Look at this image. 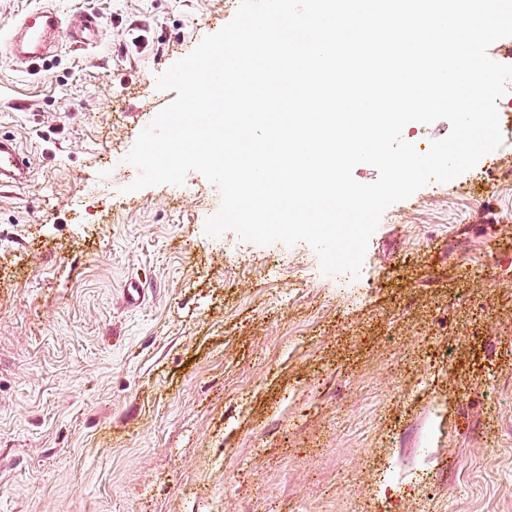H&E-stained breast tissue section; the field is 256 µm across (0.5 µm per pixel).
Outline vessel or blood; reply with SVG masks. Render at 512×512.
Here are the masks:
<instances>
[{"mask_svg":"<svg viewBox=\"0 0 512 512\" xmlns=\"http://www.w3.org/2000/svg\"><path fill=\"white\" fill-rule=\"evenodd\" d=\"M101 29L96 14L83 13L72 22L64 21L49 8H35L24 13L10 37L17 58L37 63L49 51L52 43L65 38L82 44L94 40ZM29 160L22 155L12 138L0 136V185L7 187L26 179Z\"/></svg>","mask_w":512,"mask_h":512,"instance_id":"b4317fda","label":"vessel or blood"}]
</instances>
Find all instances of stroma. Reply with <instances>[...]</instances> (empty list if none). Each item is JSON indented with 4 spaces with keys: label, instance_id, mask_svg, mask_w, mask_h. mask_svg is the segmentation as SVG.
<instances>
[{
    "label": "stroma",
    "instance_id": "35a3bbf8",
    "mask_svg": "<svg viewBox=\"0 0 512 512\" xmlns=\"http://www.w3.org/2000/svg\"><path fill=\"white\" fill-rule=\"evenodd\" d=\"M47 1L102 32L21 63ZM239 2L0 0V512H512V152L389 207L356 277L207 235L199 172L126 192L157 75ZM14 139L0 136V185L12 186L26 179L29 160L17 148Z\"/></svg>",
    "mask_w": 512,
    "mask_h": 512
}]
</instances>
